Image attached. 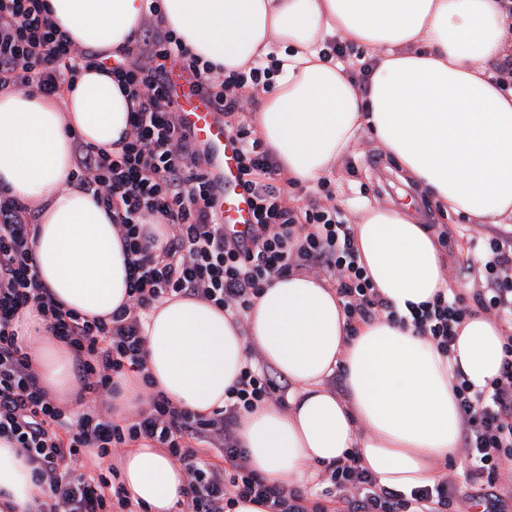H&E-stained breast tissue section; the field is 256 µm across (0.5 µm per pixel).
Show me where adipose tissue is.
Wrapping results in <instances>:
<instances>
[{"instance_id":"ef3b65f1","label":"adipose tissue","mask_w":512,"mask_h":512,"mask_svg":"<svg viewBox=\"0 0 512 512\" xmlns=\"http://www.w3.org/2000/svg\"><path fill=\"white\" fill-rule=\"evenodd\" d=\"M151 0H47L72 41L107 56L133 45ZM165 25L189 52L223 71L269 54L283 65L254 121L288 178L313 183L335 170L362 130L438 204L478 224L512 217V89L493 66L512 36L504 0H161ZM344 35L377 50L365 87L320 59ZM131 102L111 74L81 69L63 100L0 90V192L36 210L38 276L64 308L107 319L129 301L128 260L110 213L73 186V143L120 154ZM361 265L399 314L449 285L436 237L414 211L366 207L354 225ZM247 329L214 304L171 296L143 320L145 371L122 376L116 419L153 394L198 414L223 408L257 349L292 389L285 403L242 413L236 434L248 465L270 485L304 487L358 450L379 487L408 495L434 485L461 442L455 385L480 391L501 367L504 337L486 315L458 329L443 355L412 326L385 319L350 331L335 288L305 274L270 281L245 314ZM33 343L48 394L76 406L73 351L28 307L14 320ZM343 372L341 398L328 379ZM121 481L147 512H176L187 474L141 440L117 455ZM33 466L0 438V512H41Z\"/></svg>"}]
</instances>
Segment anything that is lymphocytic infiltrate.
<instances>
[{
    "label": "lymphocytic infiltrate",
    "mask_w": 512,
    "mask_h": 512,
    "mask_svg": "<svg viewBox=\"0 0 512 512\" xmlns=\"http://www.w3.org/2000/svg\"><path fill=\"white\" fill-rule=\"evenodd\" d=\"M160 14L152 0L135 50L111 67L132 102L121 154L77 145L72 173L112 212L130 259L129 304L107 321L62 308L38 280L30 239L34 211L0 196V437L34 463L35 482L45 495L42 512H142L117 472L91 474L83 464L87 454L102 459L142 439L167 449L183 465L188 483L179 512H231L241 498L262 503L268 512H319L305 492L266 484L237 446L240 413L259 402H277L280 390L273 376L253 365H246L228 402L211 414L177 407L156 394L131 419L119 423L112 417L118 378L144 369L142 316L163 298L203 299L241 324L272 278L302 269L334 280L348 321L400 319L360 265L352 227L328 183L320 182L318 197L305 205L292 202L289 182L279 181L278 164L241 117L250 95L271 87L278 60L215 71L162 26ZM95 60L59 30L45 0H0V89L34 87L59 97ZM174 63L196 77L198 91L215 100L225 127L241 143L240 185L253 205L246 235L228 234L216 220L207 155L184 129L169 94ZM154 216L169 228L161 246L147 223ZM468 241L471 256L448 277L468 285L471 305L440 293L411 310L417 335L445 354L473 311L512 321V230L491 236L479 224ZM31 304L75 354L87 394L79 409L63 408L47 394L32 368L30 347L13 328L16 315ZM503 350L500 373L487 390L472 391L463 379L456 386L466 479L490 491L512 484V333ZM323 482V497L336 498L343 512H451L459 493L451 477L407 497L378 487L355 450L327 467Z\"/></svg>",
    "instance_id": "lymphocytic-infiltrate-1"
}]
</instances>
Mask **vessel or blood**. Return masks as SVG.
<instances>
[{
  "label": "vessel or blood",
  "mask_w": 512,
  "mask_h": 512,
  "mask_svg": "<svg viewBox=\"0 0 512 512\" xmlns=\"http://www.w3.org/2000/svg\"><path fill=\"white\" fill-rule=\"evenodd\" d=\"M194 76L173 67L170 93L183 125L209 156V179L214 187V207L227 230L244 231L252 221L250 196L238 178L239 140L224 126V117L213 98L193 92Z\"/></svg>",
  "instance_id": "b4317fda"
}]
</instances>
